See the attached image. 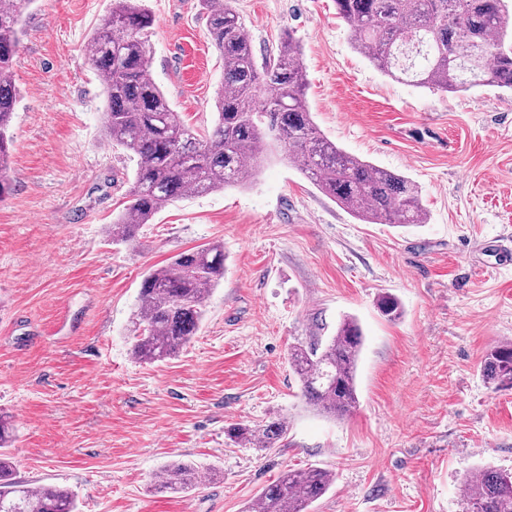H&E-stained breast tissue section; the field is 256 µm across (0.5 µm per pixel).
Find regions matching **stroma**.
<instances>
[{
	"label": "stroma",
	"instance_id": "1",
	"mask_svg": "<svg viewBox=\"0 0 512 512\" xmlns=\"http://www.w3.org/2000/svg\"><path fill=\"white\" fill-rule=\"evenodd\" d=\"M257 54L292 34L321 133L409 177L425 224H366L269 154L241 187L182 196L135 241L105 228L136 163L109 145L88 41L110 0H37L14 62L11 195L0 202V414L21 478L79 512H246L289 469L332 472L310 512H464L477 468L512 472V389L481 363L512 341V92L414 88L351 46L334 0H231ZM149 78L180 118L211 130L224 63L202 0H147ZM224 245V278L177 356L142 363L132 317L147 273ZM398 298L399 320L378 310ZM355 317L359 403L342 419L305 403L288 350ZM285 418L275 447L226 430ZM195 464L188 494L159 493L167 463Z\"/></svg>",
	"mask_w": 512,
	"mask_h": 512
}]
</instances>
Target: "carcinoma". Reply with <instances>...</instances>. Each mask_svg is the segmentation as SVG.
<instances>
[{
    "instance_id": "carcinoma-1",
    "label": "carcinoma",
    "mask_w": 512,
    "mask_h": 512,
    "mask_svg": "<svg viewBox=\"0 0 512 512\" xmlns=\"http://www.w3.org/2000/svg\"><path fill=\"white\" fill-rule=\"evenodd\" d=\"M33 2L0 0V200L11 190L13 62ZM204 2L209 35L224 61V84L215 100L213 129L202 138L183 124L148 77L154 15L145 0H111L108 16L89 39L86 61L104 78L105 139L137 165L128 205L108 225L107 237L133 241L171 200L245 184L271 141L293 167L361 221L396 227L425 223L414 182L341 150L320 133L306 103L307 75L294 38L281 39L276 54L260 60L229 0ZM336 10L352 31L354 48L391 78L442 92L486 86L512 91L508 0H336ZM223 278L219 243L182 252L149 272L133 317V356L160 362L186 347ZM377 306L390 321L402 315L400 303L388 294L379 296ZM362 346L359 323L346 316L334 335L289 349L307 404L339 419L353 413ZM481 371L493 389L511 388L512 344L488 351ZM287 431L278 417L257 427L235 425L227 436L272 448ZM11 440V424L0 415V512H78L71 490L34 486L14 476ZM197 479L193 464L173 462L161 470L158 486L188 493ZM332 484V474L321 467L288 470L263 488L259 512H308ZM464 495L465 512H512V473L482 467L465 480Z\"/></svg>"
}]
</instances>
